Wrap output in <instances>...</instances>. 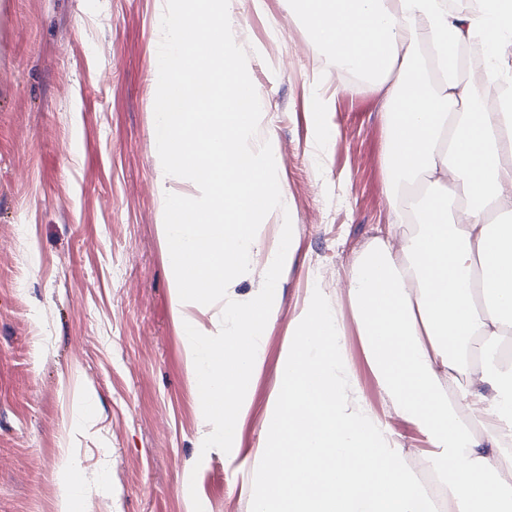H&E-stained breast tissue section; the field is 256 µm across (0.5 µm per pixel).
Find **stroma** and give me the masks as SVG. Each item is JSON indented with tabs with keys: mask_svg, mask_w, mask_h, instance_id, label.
<instances>
[{
	"mask_svg": "<svg viewBox=\"0 0 512 512\" xmlns=\"http://www.w3.org/2000/svg\"><path fill=\"white\" fill-rule=\"evenodd\" d=\"M165 0H0V512H58L79 466L84 512H254L269 396L312 281L342 314L358 252L393 220L382 92L348 89L288 0H229L296 226L263 373L230 453L202 451L200 396L173 316L154 102ZM324 110H317L316 99ZM391 425L428 487L426 446Z\"/></svg>",
	"mask_w": 512,
	"mask_h": 512,
	"instance_id": "1",
	"label": "stroma"
}]
</instances>
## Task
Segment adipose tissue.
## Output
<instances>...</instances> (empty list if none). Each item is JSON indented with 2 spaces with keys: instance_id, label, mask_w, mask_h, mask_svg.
<instances>
[{
  "instance_id": "adipose-tissue-1",
  "label": "adipose tissue",
  "mask_w": 512,
  "mask_h": 512,
  "mask_svg": "<svg viewBox=\"0 0 512 512\" xmlns=\"http://www.w3.org/2000/svg\"><path fill=\"white\" fill-rule=\"evenodd\" d=\"M288 9L337 71L384 93L394 221L356 256L345 291L389 416L429 445L442 512H512V113L448 68L457 47L482 44L487 78L512 98V0ZM344 336L322 287L309 288L269 399L255 512H433Z\"/></svg>"
}]
</instances>
